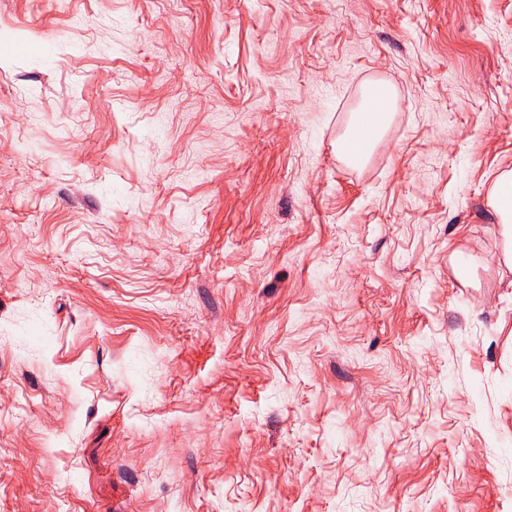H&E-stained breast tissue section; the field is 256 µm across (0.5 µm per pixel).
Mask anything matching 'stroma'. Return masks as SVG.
<instances>
[{
	"instance_id": "obj_1",
	"label": "stroma",
	"mask_w": 512,
	"mask_h": 512,
	"mask_svg": "<svg viewBox=\"0 0 512 512\" xmlns=\"http://www.w3.org/2000/svg\"><path fill=\"white\" fill-rule=\"evenodd\" d=\"M18 42L0 512H512V0H0ZM395 106L392 87L385 82L372 83L364 92L353 120L339 144L347 163H365L383 137ZM355 146V147H353ZM490 205L501 224L504 264L512 269V171L501 173L494 181Z\"/></svg>"
}]
</instances>
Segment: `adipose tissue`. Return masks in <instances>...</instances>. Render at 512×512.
I'll use <instances>...</instances> for the list:
<instances>
[{"label":"adipose tissue","mask_w":512,"mask_h":512,"mask_svg":"<svg viewBox=\"0 0 512 512\" xmlns=\"http://www.w3.org/2000/svg\"><path fill=\"white\" fill-rule=\"evenodd\" d=\"M395 106L392 87L384 82L371 84L364 92L353 120L341 139L339 149L347 163H365L383 137ZM490 205L501 224L502 257L512 268V171L501 173L494 181Z\"/></svg>","instance_id":"adipose-tissue-1"}]
</instances>
